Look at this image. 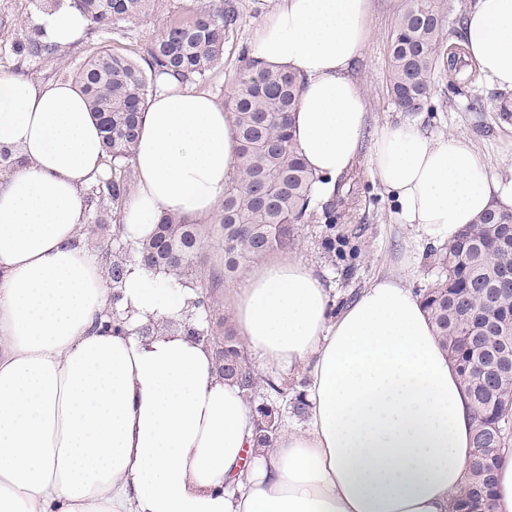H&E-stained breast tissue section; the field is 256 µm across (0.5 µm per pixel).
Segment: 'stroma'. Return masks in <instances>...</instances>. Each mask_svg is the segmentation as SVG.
Here are the masks:
<instances>
[{"label": "stroma", "mask_w": 512, "mask_h": 512, "mask_svg": "<svg viewBox=\"0 0 512 512\" xmlns=\"http://www.w3.org/2000/svg\"><path fill=\"white\" fill-rule=\"evenodd\" d=\"M234 2L240 23L224 44L221 63L197 86L220 105L225 104L228 89L235 87L241 59L249 54L250 42L271 8L269 0ZM206 3L160 0L158 9L149 15L123 21L110 46L141 59L171 13L195 11ZM403 8L404 0H370L368 21L373 36L353 69L367 98L369 133L351 176L336 180L337 188L351 193V204L336 224L319 221L304 225L291 249L314 268L339 308L383 275H394L415 290L430 287L441 273L438 256L447 247L446 241L426 234L419 225L399 223L395 201L371 172L373 131L387 124L412 122L435 138L463 134L472 139L493 170L512 168V155L505 149L512 142V119H501L497 110L502 103L512 106L511 90H500L479 77L462 91H454L448 85V63L443 60L436 66L430 99L421 111L400 112L391 104L386 88L388 48ZM38 11L37 0H0V74L18 70L23 77L42 84L67 81L70 71L97 47L99 38L86 33L61 47L55 57L18 62L14 42L22 30L31 28Z\"/></svg>", "instance_id": "stroma-1"}]
</instances>
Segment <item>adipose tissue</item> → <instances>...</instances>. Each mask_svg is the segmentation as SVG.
Returning <instances> with one entry per match:
<instances>
[{
	"instance_id": "obj_1",
	"label": "adipose tissue",
	"mask_w": 512,
	"mask_h": 512,
	"mask_svg": "<svg viewBox=\"0 0 512 512\" xmlns=\"http://www.w3.org/2000/svg\"><path fill=\"white\" fill-rule=\"evenodd\" d=\"M369 0H274L250 57L296 73L293 141L328 195L367 128L352 76L372 36ZM44 41L87 21L40 11ZM464 58L512 90V0H474ZM0 143L19 162L0 179V512H451L473 463V412L411 288L383 276L341 309L301 259L272 254L229 299L263 367L308 377V412L271 448L253 445L241 389L210 350L164 332L144 342L99 329L112 291L84 231L85 191L104 176L98 121L69 84L0 75ZM230 113L164 75L148 101L122 217L128 238L167 213L202 218L234 171ZM371 167L402 223L455 238L478 215L512 210V169L495 172L464 135L384 126ZM193 291L131 267L129 323L180 319Z\"/></svg>"
}]
</instances>
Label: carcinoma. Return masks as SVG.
Listing matches in <instances>:
<instances>
[{
	"label": "carcinoma",
	"mask_w": 512,
	"mask_h": 512,
	"mask_svg": "<svg viewBox=\"0 0 512 512\" xmlns=\"http://www.w3.org/2000/svg\"><path fill=\"white\" fill-rule=\"evenodd\" d=\"M159 0H70L88 20L90 33L110 35L119 23L145 16ZM239 13L232 0H215L191 15L173 14L151 44L143 63L103 45L73 74L99 120L109 177L88 192L92 209L90 245L98 248L112 288V316L103 328L126 332L120 288L130 267L174 277L193 290V309L179 322L164 327L186 336L206 330L213 343H224V379L237 384L249 402L259 393L266 401L252 407L257 446L274 445L281 424L276 402L290 405L296 416L306 412L303 395L258 373L237 336L231 317L221 312V293L247 263L295 242L302 224L322 218L336 223L347 200L332 196L321 210L313 207V186L321 178L310 173L290 134L291 116L302 95L301 81L291 72H254L241 65L233 95L227 102L237 143L235 171L220 205L218 225L187 216H169L153 228L145 242L121 236V216L135 179L132 164L139 129L157 77L175 75L196 83L222 59L226 38L234 32ZM441 13L436 0H406L390 38L387 88L402 112H418L428 98L433 71L443 47ZM59 46L41 42L26 30L15 43L20 60L57 54ZM461 54L448 61L451 82H470L475 74L459 72ZM220 233L223 267L205 264L204 240ZM439 264L445 275L420 298L429 311L442 347L450 352L474 411V454L482 464L473 470L460 498L458 512H478L492 491L496 459L505 440L493 426L512 417V357L499 354L512 347V212L489 211L448 243ZM157 322L139 325L145 336H156Z\"/></svg>",
	"instance_id": "carcinoma-1"
}]
</instances>
